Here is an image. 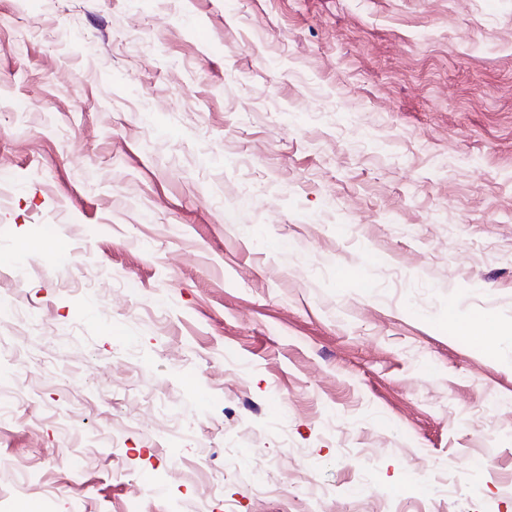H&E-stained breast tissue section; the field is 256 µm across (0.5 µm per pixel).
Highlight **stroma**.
Returning a JSON list of instances; mask_svg holds the SVG:
<instances>
[{"label": "stroma", "instance_id": "35a3bbf8", "mask_svg": "<svg viewBox=\"0 0 512 512\" xmlns=\"http://www.w3.org/2000/svg\"><path fill=\"white\" fill-rule=\"evenodd\" d=\"M1 176L0 512H512V0H0ZM448 326L459 336H483L486 347L494 348L495 346L490 337L494 331V325L491 323L481 324L476 318H469L456 311L448 310Z\"/></svg>", "mask_w": 512, "mask_h": 512}]
</instances>
